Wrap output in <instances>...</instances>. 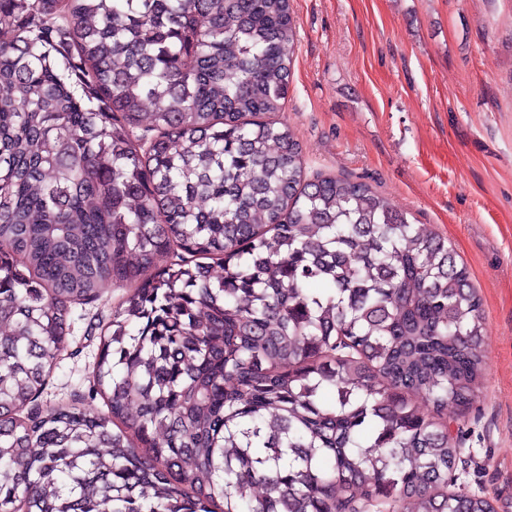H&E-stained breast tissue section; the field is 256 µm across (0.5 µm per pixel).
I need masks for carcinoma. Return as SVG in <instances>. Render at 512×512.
<instances>
[{"instance_id": "obj_1", "label": "carcinoma", "mask_w": 512, "mask_h": 512, "mask_svg": "<svg viewBox=\"0 0 512 512\" xmlns=\"http://www.w3.org/2000/svg\"><path fill=\"white\" fill-rule=\"evenodd\" d=\"M0 32V512H494L442 419L480 298L448 239L307 178L269 118L290 0H0ZM108 282V413L34 408Z\"/></svg>"}]
</instances>
